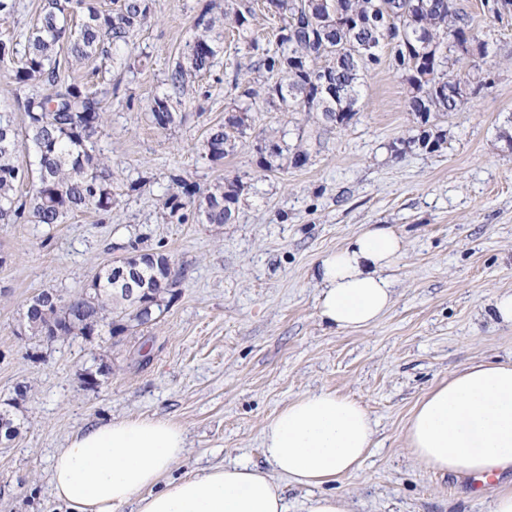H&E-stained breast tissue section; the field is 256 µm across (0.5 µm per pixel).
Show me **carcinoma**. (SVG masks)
Returning a JSON list of instances; mask_svg holds the SVG:
<instances>
[{"label":"carcinoma","mask_w":512,"mask_h":512,"mask_svg":"<svg viewBox=\"0 0 512 512\" xmlns=\"http://www.w3.org/2000/svg\"><path fill=\"white\" fill-rule=\"evenodd\" d=\"M335 11L324 10L318 0H269L281 20L275 49H260L249 37L251 6L242 0H224V11L200 17L188 42L183 61L176 63L166 88L152 96L150 119L167 128L177 119L175 105L182 103L189 78L213 65L223 49L224 26L256 51L250 68L279 81L267 87L271 102L284 112H320L337 125H347L358 114V87L363 71L380 63V51L392 46V67L408 88V107L428 124L440 112H457L468 96L488 87L481 76L464 80L460 70L467 55L485 59L488 43L453 0H326ZM150 14L149 0H121L117 12H101L88 0H48L44 15L25 36L0 38V67H14L15 79L36 91L21 103L27 117L26 134L32 142L35 163L17 154L18 131L12 117L0 113V223L16 224L30 213L36 224H62L79 210H112L115 193L112 164L97 148L105 105L85 83L65 73L74 70L105 43L126 44ZM327 60L325 66L319 65ZM238 104L235 115L213 128L206 139V155L224 158L245 134L254 95L249 84L235 83ZM263 164L279 168L305 166V150L288 152L279 142L263 140L258 147ZM37 188L29 200L18 188L29 177ZM163 201L164 215L183 220L184 210L196 205L204 224H228L238 209L245 185L239 178L199 192L182 179H174ZM136 255L139 287L128 293L112 267L99 270L91 287L71 297L73 311L55 306V291L46 289L27 305L26 328L33 337L47 335L45 325L59 329V336L87 340L107 332L119 336L128 327L148 325L168 308L180 279L164 281L172 257L164 252Z\"/></svg>","instance_id":"1"}]
</instances>
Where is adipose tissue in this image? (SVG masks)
<instances>
[{"mask_svg":"<svg viewBox=\"0 0 512 512\" xmlns=\"http://www.w3.org/2000/svg\"><path fill=\"white\" fill-rule=\"evenodd\" d=\"M404 242L368 225L322 257L314 272L320 321L342 332L376 324L391 308L393 271ZM375 423L358 402L326 390L291 400L264 426L269 470L242 464L174 475L185 429L169 420L129 417L80 430L56 456L53 483L66 512H288L284 483L311 488L303 512H348L322 487L359 469ZM411 455L424 468L457 476L512 470V364L477 362L433 388L407 426Z\"/></svg>","mask_w":512,"mask_h":512,"instance_id":"adipose-tissue-1","label":"adipose tissue"}]
</instances>
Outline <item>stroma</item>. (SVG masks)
<instances>
[{
    "instance_id": "1",
    "label": "stroma",
    "mask_w": 512,
    "mask_h": 512,
    "mask_svg": "<svg viewBox=\"0 0 512 512\" xmlns=\"http://www.w3.org/2000/svg\"><path fill=\"white\" fill-rule=\"evenodd\" d=\"M490 41L492 83L464 109L422 125L389 51L365 71L360 112L336 126L317 112H283L256 84L246 136L208 160L210 127L235 106L234 78H249L246 43L225 36L214 65L192 82L174 125H154L148 101L182 59L195 23L224 0H150V14L119 53L97 52L75 73L104 92L98 143L118 175L108 213L88 208L65 223L0 224V405L19 403L18 436L0 444V512H63L54 456L88 423L131 415L185 427L176 472L242 461L268 469L264 424L289 400L330 390L360 401L376 423L361 468L330 485L349 512H487L512 473L493 481L442 475L407 451L419 399L470 363H512V327L489 320L495 291L512 290V13L454 0ZM439 149L405 146L422 130ZM283 140L310 152L301 168L265 169L257 145ZM240 178L248 189L232 223L177 224L161 201L174 179L203 189ZM138 191H128L132 180ZM370 224L403 238L395 304L376 325L335 333L317 315L312 272ZM169 253L183 274L155 323L122 336L52 342L22 333L30 298L75 295L131 242ZM110 365L100 386L84 369ZM25 387L18 395L17 387Z\"/></svg>"
}]
</instances>
